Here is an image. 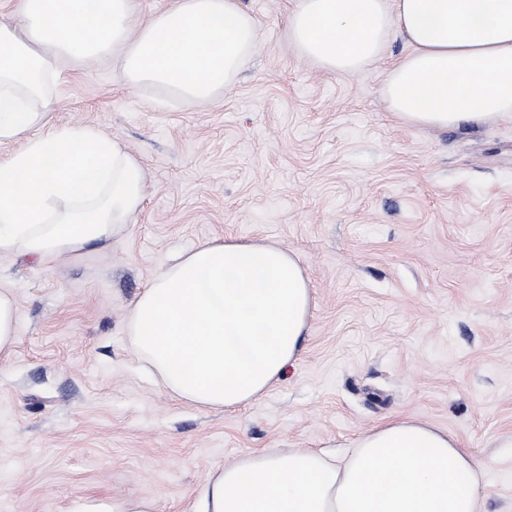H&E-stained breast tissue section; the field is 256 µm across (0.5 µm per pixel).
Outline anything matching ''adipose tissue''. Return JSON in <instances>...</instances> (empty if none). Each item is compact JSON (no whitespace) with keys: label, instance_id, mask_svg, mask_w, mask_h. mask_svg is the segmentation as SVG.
<instances>
[{"label":"adipose tissue","instance_id":"adipose-tissue-1","mask_svg":"<svg viewBox=\"0 0 512 512\" xmlns=\"http://www.w3.org/2000/svg\"><path fill=\"white\" fill-rule=\"evenodd\" d=\"M134 0H20L0 20V257L51 264L110 248L141 213L148 174L121 139L58 126L60 65L111 64L159 105L209 103L254 52L241 0H169L135 22ZM288 41L313 66L356 74L401 39L381 96L401 123L446 129L512 120V0H290ZM314 297L297 255L206 242L159 273L129 310L133 348L163 387L201 408L264 394L301 353ZM482 474L455 436L397 418L343 457L246 453L211 470L190 512H482Z\"/></svg>","mask_w":512,"mask_h":512}]
</instances>
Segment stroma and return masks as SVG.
<instances>
[{"mask_svg": "<svg viewBox=\"0 0 512 512\" xmlns=\"http://www.w3.org/2000/svg\"><path fill=\"white\" fill-rule=\"evenodd\" d=\"M256 53L199 107H155L103 65L65 68L56 121L123 139L145 207L112 243L52 266L0 257L17 344L0 361V512L146 497L188 512L248 452H334L390 420L447 429L512 512V122H396L380 88L406 48L351 76L300 59L288 0H242ZM224 237L293 251L312 284L303 350L234 411L174 399L124 323L147 283Z\"/></svg>", "mask_w": 512, "mask_h": 512, "instance_id": "stroma-1", "label": "stroma"}]
</instances>
